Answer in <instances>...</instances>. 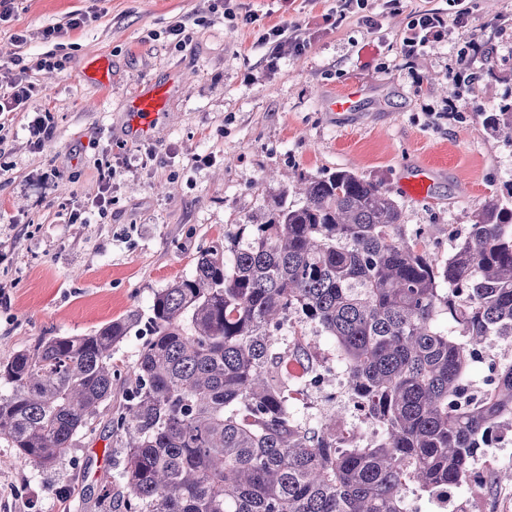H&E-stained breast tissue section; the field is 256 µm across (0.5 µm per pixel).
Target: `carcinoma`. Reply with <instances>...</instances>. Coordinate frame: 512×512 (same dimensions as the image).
I'll list each match as a JSON object with an SVG mask.
<instances>
[{
	"mask_svg": "<svg viewBox=\"0 0 512 512\" xmlns=\"http://www.w3.org/2000/svg\"><path fill=\"white\" fill-rule=\"evenodd\" d=\"M512 143V106L486 117ZM224 231L189 277L156 291L148 336L112 419L127 448L97 508L112 512H418L467 490L512 420V206L496 197L440 259L402 231L382 188L341 170L301 181ZM132 311L85 336H41L0 362V444L51 468L112 396V351ZM312 325L346 364L378 435L343 447L342 411L312 425L292 406L288 362L321 373ZM493 336L509 353L482 362ZM483 371L484 383L473 376Z\"/></svg>",
	"mask_w": 512,
	"mask_h": 512,
	"instance_id": "obj_1",
	"label": "carcinoma"
}]
</instances>
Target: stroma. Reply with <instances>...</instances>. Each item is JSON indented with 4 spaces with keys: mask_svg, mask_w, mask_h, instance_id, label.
Instances as JSON below:
<instances>
[{
    "mask_svg": "<svg viewBox=\"0 0 512 512\" xmlns=\"http://www.w3.org/2000/svg\"><path fill=\"white\" fill-rule=\"evenodd\" d=\"M252 24L224 19L210 0H19L0 24V68L53 52L63 65L32 70L41 90L0 129V362L42 336H84L136 310L192 273L230 224L260 215L269 194L300 178L349 170L381 185L403 230L447 256L449 233L471 223L485 199L512 201V144L486 116L512 102V0H236ZM96 7V21L57 43L44 27ZM447 16L444 37L413 57L402 40L417 14ZM191 35L175 46L174 21ZM299 26L305 50L269 57L275 27ZM28 41L13 47V34ZM478 39L482 52L468 44ZM106 55L110 85L89 81L88 54ZM155 84L170 91L146 132L132 99ZM357 96L339 110L337 98ZM456 111H449V104ZM160 150L159 161L148 159ZM431 169V196L403 185ZM114 170L105 217L68 220ZM125 399L114 382L91 431L54 467L21 462L0 447V512H95L104 477L124 450L112 416Z\"/></svg>",
    "mask_w": 512,
    "mask_h": 512,
    "instance_id": "stroma-1",
    "label": "stroma"
}]
</instances>
